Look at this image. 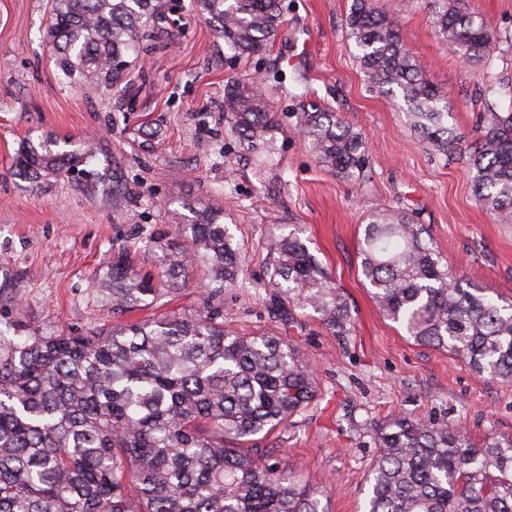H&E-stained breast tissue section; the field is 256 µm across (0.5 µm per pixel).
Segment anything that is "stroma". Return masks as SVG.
<instances>
[{"mask_svg":"<svg viewBox=\"0 0 512 512\" xmlns=\"http://www.w3.org/2000/svg\"><path fill=\"white\" fill-rule=\"evenodd\" d=\"M110 87L64 80L47 39L54 0H0V335L81 334L113 321L92 288L119 248L153 268L139 247L191 219V205L218 204L242 260L241 284L224 292V323L295 340L318 379L315 402L266 438L286 477L314 488L328 512H363L378 454L375 431L395 414L461 426L472 440L512 437V380L476 374L443 349L414 342L385 320L363 277L357 242L380 207L413 213L468 286L512 301V224L474 196L464 159L411 131L399 102L370 87L347 37L352 0H283L269 48L232 58L193 0H164ZM399 37L446 93L451 122L472 136L485 70L512 110V0H461L485 20L498 48L491 68L461 62L438 36L426 0H392ZM261 76L276 117L274 151L240 141L224 119L230 81ZM340 113L364 132L370 170L360 180L323 167L297 135L301 112ZM92 137L82 171L38 185L17 175L21 145L45 135ZM305 227L311 252L347 299L355 329L335 336L310 317L273 313L271 240Z\"/></svg>","mask_w":512,"mask_h":512,"instance_id":"1","label":"stroma"}]
</instances>
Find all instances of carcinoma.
I'll return each instance as SVG.
<instances>
[{
	"mask_svg": "<svg viewBox=\"0 0 512 512\" xmlns=\"http://www.w3.org/2000/svg\"><path fill=\"white\" fill-rule=\"evenodd\" d=\"M449 50L486 63L491 28L460 0H431ZM224 44L261 54L283 23L281 0H196ZM160 0H55L49 37L64 75L113 85L123 57L162 19ZM368 81L397 92L406 121L434 148L467 158L476 200L512 223V112L495 111L500 88L487 77L488 112L473 140L448 125L450 104L400 42L398 21L378 0H353L346 19ZM224 118L249 146L274 127L259 82L224 88ZM298 133L319 163L360 179L370 160L363 133L337 112L301 113ZM96 155L87 142L61 151L50 135L22 145L15 166L49 181ZM195 210L144 242L161 268L142 275L121 249L95 297L114 314L180 294L188 268L209 281L183 312L119 322L80 335L0 337V512H326L317 492L278 473L249 448L288 423L318 393L317 377L293 341L241 336L224 325V288L240 262L221 211ZM361 270L383 318L418 343L446 349L476 373L512 378V302L464 287L460 271L406 212L365 217ZM266 287L281 315L312 317L338 336L354 323L341 289L294 228L271 244ZM378 455L364 512H512V439L470 440L456 425L397 415L376 432Z\"/></svg>",
	"mask_w": 512,
	"mask_h": 512,
	"instance_id": "1",
	"label": "carcinoma"
}]
</instances>
